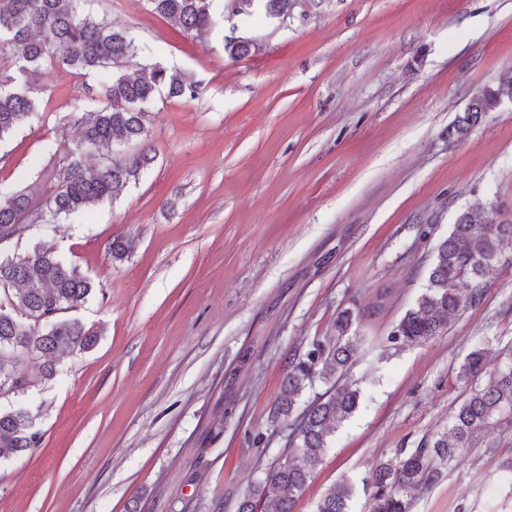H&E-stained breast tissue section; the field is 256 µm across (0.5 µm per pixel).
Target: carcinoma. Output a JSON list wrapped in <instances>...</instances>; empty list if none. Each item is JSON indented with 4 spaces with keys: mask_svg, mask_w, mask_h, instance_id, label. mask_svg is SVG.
Masks as SVG:
<instances>
[{
    "mask_svg": "<svg viewBox=\"0 0 512 512\" xmlns=\"http://www.w3.org/2000/svg\"><path fill=\"white\" fill-rule=\"evenodd\" d=\"M96 0H0V63H21L26 81L12 88L0 84V140L38 112V99L28 86L31 76L49 64L63 65L76 74L100 72L106 104L81 117V136L73 158L59 177L57 188L39 210L21 190L0 189V245L21 238L30 217L56 220L79 216L92 207L115 200L154 162L143 106L164 92L170 98L195 99L200 85L185 73L159 62H143L131 74L124 64L149 50L126 30L95 13ZM151 9L183 31L202 36L220 25L214 0H148ZM254 44L225 38L230 58L251 53ZM512 101V74L473 93L462 115L448 126V137L462 138L490 112ZM138 145L128 157L112 158L115 144ZM101 157L97 165L85 156ZM485 215L483 224L476 217ZM512 241V220L497 217V206L475 201L460 213L448 237L437 247L424 291L391 332L390 340L425 342L448 331V317L478 300L486 288L485 276L499 261L502 244ZM470 292L463 294L462 285ZM0 287L12 291L13 312L0 310V394L17 392L28 384L18 371L25 354L52 356L58 352L88 350L96 332L63 314L77 308L93 291V281L38 246L23 257L0 258ZM368 309L346 308L336 316V342L312 344L292 359L285 374L277 414L293 416L289 424V454L257 482L238 512H255L257 501L272 499L277 512H293L295 497L330 448L338 424L359 407L362 396L355 381L343 380L346 366L362 337L353 331ZM484 371V351H471L461 364L458 379L469 381ZM327 390L304 407L300 397L314 380ZM512 425V360L489 376L486 386L472 391L451 416L448 430L428 448L399 450L375 467L376 492L371 512H408V497L435 477L433 461L453 456L461 448L491 436L502 425ZM33 418L23 409L0 412V461L37 447ZM354 484L343 481L328 488L314 512H348Z\"/></svg>",
    "mask_w": 512,
    "mask_h": 512,
    "instance_id": "obj_1",
    "label": "carcinoma"
}]
</instances>
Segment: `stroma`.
Returning a JSON list of instances; mask_svg holds the SVG:
<instances>
[{
    "instance_id": "stroma-1",
    "label": "stroma",
    "mask_w": 512,
    "mask_h": 512,
    "mask_svg": "<svg viewBox=\"0 0 512 512\" xmlns=\"http://www.w3.org/2000/svg\"><path fill=\"white\" fill-rule=\"evenodd\" d=\"M223 5L256 44L247 57L147 0H100L203 93L146 105L156 159L119 199L0 251L45 244L78 266L94 289L71 315L99 334L88 351L24 357L26 388L0 395L39 433L0 463V512H238L285 452L273 412L289 361L334 342L340 310L378 301L347 372L363 400L293 507L314 512L347 479L350 512H370L377 462L447 430L470 392L466 355L483 349L489 372L512 357L510 243L446 334L388 340L458 213L487 199L512 215V101L448 136L469 96L512 69V0H286L280 19ZM99 80L35 75L40 108L0 141V184L37 200L56 188ZM117 238L135 243L121 259ZM409 512H512V426L440 465Z\"/></svg>"
}]
</instances>
